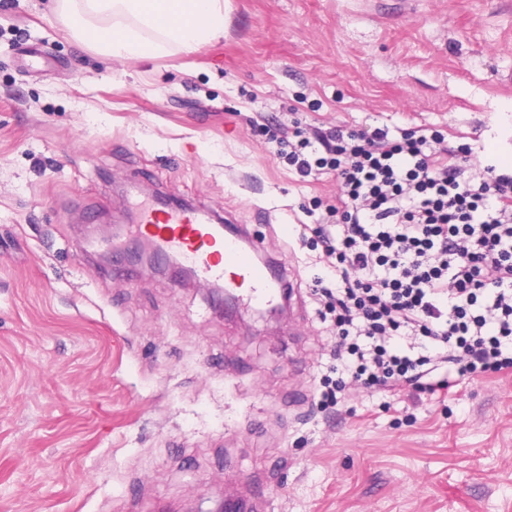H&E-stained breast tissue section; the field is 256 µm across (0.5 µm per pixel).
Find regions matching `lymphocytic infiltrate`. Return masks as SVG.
<instances>
[{
	"label": "lymphocytic infiltrate",
	"instance_id": "lymphocytic-infiltrate-1",
	"mask_svg": "<svg viewBox=\"0 0 512 512\" xmlns=\"http://www.w3.org/2000/svg\"><path fill=\"white\" fill-rule=\"evenodd\" d=\"M442 142L337 126L289 145L300 177L330 173L342 190L314 229L335 272L324 312L349 354L350 381L325 391L324 406L350 383L432 394L512 369V165L472 173L460 161L468 146ZM404 336L429 354L401 348Z\"/></svg>",
	"mask_w": 512,
	"mask_h": 512
}]
</instances>
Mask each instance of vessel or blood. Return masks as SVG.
Wrapping results in <instances>:
<instances>
[{"label": "vessel or blood", "instance_id": "1", "mask_svg": "<svg viewBox=\"0 0 512 512\" xmlns=\"http://www.w3.org/2000/svg\"><path fill=\"white\" fill-rule=\"evenodd\" d=\"M136 233L152 242L158 257L186 265L201 281L223 285L246 305H268L294 291L282 265L261 256L259 246H242V230L197 210L141 208Z\"/></svg>", "mask_w": 512, "mask_h": 512}]
</instances>
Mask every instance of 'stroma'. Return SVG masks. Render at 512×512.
I'll return each mask as SVG.
<instances>
[{
  "label": "stroma",
  "mask_w": 512,
  "mask_h": 512,
  "mask_svg": "<svg viewBox=\"0 0 512 512\" xmlns=\"http://www.w3.org/2000/svg\"><path fill=\"white\" fill-rule=\"evenodd\" d=\"M439 132L512 159V0H228L195 53L116 59L57 0H0V512H512V371L316 406L335 331L314 202L268 142ZM246 227L295 283L285 318L88 243L127 189Z\"/></svg>",
  "instance_id": "obj_1"
}]
</instances>
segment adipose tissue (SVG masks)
<instances>
[{"mask_svg": "<svg viewBox=\"0 0 512 512\" xmlns=\"http://www.w3.org/2000/svg\"><path fill=\"white\" fill-rule=\"evenodd\" d=\"M59 2L80 40L116 58L193 53L224 35V0Z\"/></svg>", "mask_w": 512, "mask_h": 512, "instance_id": "ef3b65f1", "label": "adipose tissue"}]
</instances>
